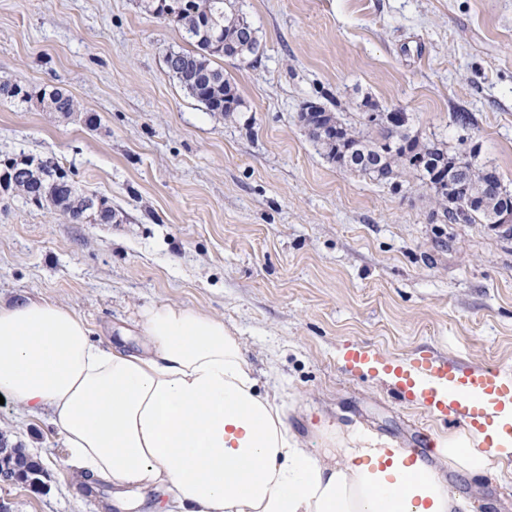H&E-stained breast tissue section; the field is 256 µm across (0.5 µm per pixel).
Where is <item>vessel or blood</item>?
<instances>
[{
	"instance_id": "obj_1",
	"label": "vessel or blood",
	"mask_w": 512,
	"mask_h": 512,
	"mask_svg": "<svg viewBox=\"0 0 512 512\" xmlns=\"http://www.w3.org/2000/svg\"><path fill=\"white\" fill-rule=\"evenodd\" d=\"M342 362L355 372L370 365L380 368L400 401L467 430L487 431L495 424L496 408L512 404V376L496 369L461 372L447 360L420 353L386 360L359 343L346 345Z\"/></svg>"
}]
</instances>
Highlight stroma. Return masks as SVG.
<instances>
[{"label": "stroma", "mask_w": 512, "mask_h": 512, "mask_svg": "<svg viewBox=\"0 0 512 512\" xmlns=\"http://www.w3.org/2000/svg\"><path fill=\"white\" fill-rule=\"evenodd\" d=\"M262 51L218 60L243 99L219 119L168 73L181 28L138 0H0V77L57 88L72 117L0 104L4 159L52 157L109 224L71 223L0 181V303L48 299L95 342L138 350L144 312L192 307L236 332L261 395L293 406L309 448L321 424L415 448L457 424L398 401L347 344L460 369L512 370V232L445 224L434 192L340 168L299 122L317 103L357 119L402 112L421 138L476 154L512 192V0H238ZM466 112L471 124L457 122ZM0 438L41 460L39 483L0 485L6 512H119L79 477L47 414L0 404ZM472 512H512V460L452 473Z\"/></svg>", "instance_id": "stroma-1"}]
</instances>
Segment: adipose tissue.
<instances>
[{"label":"adipose tissue","instance_id":"obj_1","mask_svg":"<svg viewBox=\"0 0 512 512\" xmlns=\"http://www.w3.org/2000/svg\"><path fill=\"white\" fill-rule=\"evenodd\" d=\"M142 328L131 352L53 302L0 305V396L50 412L78 473L162 492L159 512H465L442 468L476 475L512 458V440L475 430L443 439L433 464L332 429L312 452L258 393L223 320L163 304Z\"/></svg>","mask_w":512,"mask_h":512}]
</instances>
